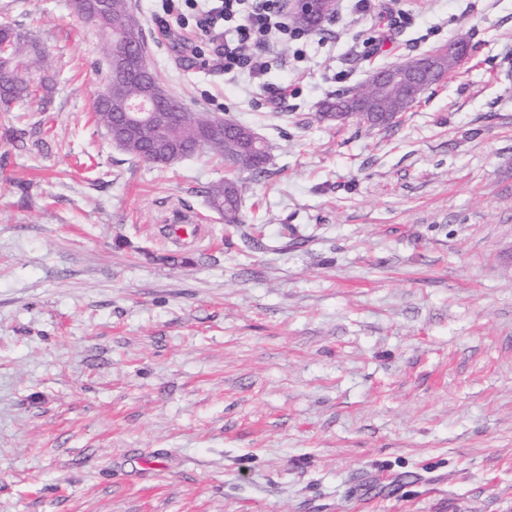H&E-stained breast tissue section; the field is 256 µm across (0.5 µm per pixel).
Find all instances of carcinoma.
I'll return each instance as SVG.
<instances>
[{"label": "carcinoma", "instance_id": "carcinoma-1", "mask_svg": "<svg viewBox=\"0 0 512 512\" xmlns=\"http://www.w3.org/2000/svg\"><path fill=\"white\" fill-rule=\"evenodd\" d=\"M75 14L105 32L116 20L135 46L137 62L148 60V44L144 36V22L134 12L129 0H72ZM43 54L28 34L5 24L0 26V110L8 111L20 102L37 103L36 111H44V97L39 95L43 83L32 80L40 70ZM142 90L141 82L131 75L121 82L112 83V103L101 97L93 101L94 118L106 130H112V123L118 115L114 103L134 100ZM412 106L410 98L400 92L378 93L369 88L363 96L358 89L328 97L321 105V114L326 119L336 118L338 112H357V120L371 129H384V113L401 115ZM179 123L170 131L169 140L181 146L186 155L207 153L224 162L234 171L247 172L261 177L268 172L272 146L261 140L256 147L249 146L239 137L243 130L241 123L230 117L216 116L210 112H194L179 105ZM158 129L143 125L120 149L142 159L147 154L154 157V166L169 168L179 160L168 154L167 144L161 141ZM209 207L224 217L226 224H239L241 209V187L238 181L226 179L205 190Z\"/></svg>", "mask_w": 512, "mask_h": 512}]
</instances>
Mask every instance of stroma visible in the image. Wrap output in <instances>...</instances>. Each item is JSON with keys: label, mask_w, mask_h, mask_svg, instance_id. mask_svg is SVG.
<instances>
[{"label": "stroma", "mask_w": 512, "mask_h": 512, "mask_svg": "<svg viewBox=\"0 0 512 512\" xmlns=\"http://www.w3.org/2000/svg\"><path fill=\"white\" fill-rule=\"evenodd\" d=\"M131 2L162 84L272 143L268 172L224 223V165L152 166L94 121L71 0H0L48 98L0 110V512H512V0H338L258 75ZM460 34L393 127L319 118ZM209 207L224 217L226 224H240L241 187L238 181L225 179L204 191Z\"/></svg>", "instance_id": "obj_1"}]
</instances>
